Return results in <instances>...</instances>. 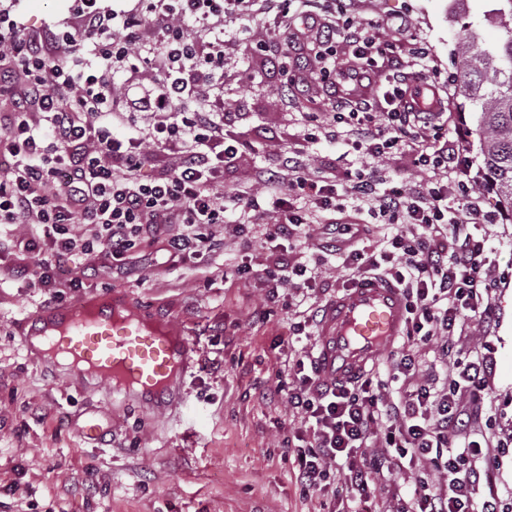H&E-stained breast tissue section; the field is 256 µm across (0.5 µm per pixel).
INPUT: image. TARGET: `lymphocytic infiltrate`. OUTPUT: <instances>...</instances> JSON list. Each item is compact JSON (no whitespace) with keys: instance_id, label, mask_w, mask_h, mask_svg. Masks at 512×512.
<instances>
[{"instance_id":"f902f5d3","label":"lymphocytic infiltrate","mask_w":512,"mask_h":512,"mask_svg":"<svg viewBox=\"0 0 512 512\" xmlns=\"http://www.w3.org/2000/svg\"><path fill=\"white\" fill-rule=\"evenodd\" d=\"M79 22L70 30L28 32L0 12V97L10 105L0 114V256L19 260L13 274L27 278L51 301L66 289L82 287L66 274L68 263L91 261L93 268L114 272L117 262L146 236H164L170 266L189 258L217 260L224 239L214 227L234 211V237L247 226L264 223L267 241L293 239L298 228L322 212L346 211L351 202L368 205L385 223L399 225L383 253L350 250L346 261L358 278L373 275L394 283L406 302V346L388 373L369 372L352 382L322 381L313 360L304 355L278 372L276 392L286 394L300 416L294 438L283 441L292 453L297 479L305 490L326 484L332 465L343 469L352 512H381L377 488L395 470L416 463L421 473L413 491L400 498L397 512H502L497 490L482 503L472 491L481 479L478 461L490 440L450 438L464 427L463 395L478 397L490 365L485 355L455 351L446 342L470 321L492 319L484 239L466 235L462 245L448 240L449 228L489 224L468 181H447L449 169L465 168L464 140L449 144L441 126L411 103L415 87L408 76H394L385 93V111L352 96H330L325 111L345 124L356 151L371 159L390 152L407 154L420 173L417 187L390 184L377 169L345 172L341 189L322 184L299 156H284L278 168L261 172L262 193H216L246 146L228 137L227 113L185 110L186 99L199 95L224 76V35L198 41L183 25L209 28L211 19L233 12L250 20L265 16L281 48L304 41L314 59L309 76L331 72L337 51L369 67L395 55L412 34L400 23L383 36L374 22L345 19L328 35L313 15L289 28L295 0H138L115 38L113 15L97 0H81ZM158 31L161 49L150 65L163 81L134 99L132 111L154 115L149 132L124 139L112 134V120L122 118L112 75L140 59L147 32ZM72 53L76 66L49 65L50 55ZM173 151L178 164L152 176L144 169L154 155ZM304 197V209L290 199ZM25 224L26 236L10 227ZM82 232H75V225ZM239 276H260L287 289L292 300L315 288L318 267L291 264L280 254L261 270L238 267ZM437 344L446 368L441 386L419 382V351Z\"/></svg>"}]
</instances>
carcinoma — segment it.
I'll return each instance as SVG.
<instances>
[{"instance_id": "1", "label": "carcinoma", "mask_w": 512, "mask_h": 512, "mask_svg": "<svg viewBox=\"0 0 512 512\" xmlns=\"http://www.w3.org/2000/svg\"><path fill=\"white\" fill-rule=\"evenodd\" d=\"M503 31L487 45L469 35L457 45L463 67L457 95L461 111L474 113L479 137L483 181L512 208V0H493Z\"/></svg>"}]
</instances>
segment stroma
<instances>
[{"instance_id": "1", "label": "stroma", "mask_w": 512, "mask_h": 512, "mask_svg": "<svg viewBox=\"0 0 512 512\" xmlns=\"http://www.w3.org/2000/svg\"><path fill=\"white\" fill-rule=\"evenodd\" d=\"M0 6L31 29L67 27L77 13V0H0ZM491 7L490 0H466L456 9L450 0H353L343 10L332 0H311L308 10L329 26L347 14L379 22L407 18L415 42L385 61L382 71H408L416 48H425L429 65L441 73L435 90L452 135L473 126L470 114L457 108L462 60L455 48L467 30L484 43L497 42L501 31L487 17ZM223 25L224 86L188 102L198 109L221 99L234 115L228 134L252 145L225 169L221 190L256 188L257 171L276 167L287 154L299 155L330 184L340 183L344 170L365 166L344 132L332 139L309 136L307 113L319 112L322 127L334 125L322 109L326 84L302 81L282 88L269 56L240 49L243 41L267 42L262 18L227 17ZM250 66L262 69V78L241 80ZM482 206L495 221L471 232L489 247L494 320L487 326L469 322L457 341L462 350L486 352L493 363L484 406L470 410L466 433L495 441L512 437V219L494 193L483 192ZM333 222L351 224L352 230L331 235ZM389 232L364 208L323 213L292 253L293 262L322 270L319 287L297 306L272 301L266 282L236 273L244 264L257 269L268 263L273 243L256 238L246 249L231 236L223 259H191L175 270L156 262L162 239H144L127 254L125 273L99 272L68 291V303L124 292L133 306L187 331L194 363L171 404L150 405L102 384L72 380L66 368L28 352L18 324L44 307V297L27 279L6 278L0 284V512H347L346 494L336 484L303 491L282 448L298 417L272 388L289 360L285 341L295 323L351 279L343 248L354 242L381 253ZM90 409L112 425L98 444L84 442L75 429ZM488 469L490 479L476 484L474 500L483 501L493 484L503 503L512 504V447L494 449ZM13 484L20 494L9 493Z\"/></svg>"}]
</instances>
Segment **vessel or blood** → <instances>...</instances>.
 <instances>
[{"mask_svg":"<svg viewBox=\"0 0 512 512\" xmlns=\"http://www.w3.org/2000/svg\"><path fill=\"white\" fill-rule=\"evenodd\" d=\"M124 303V297L107 294L42 308L24 319L23 341L39 339L44 354L63 360L74 379L95 380L147 402L162 401L172 395L176 374L194 362L190 339L172 324L149 325L122 314ZM405 320L404 299L394 284L363 279L343 289L319 325L320 375L344 382L364 372L393 347ZM107 429L104 419L89 412L76 431L95 443Z\"/></svg>","mask_w":512,"mask_h":512,"instance_id":"1","label":"vessel or blood"}]
</instances>
